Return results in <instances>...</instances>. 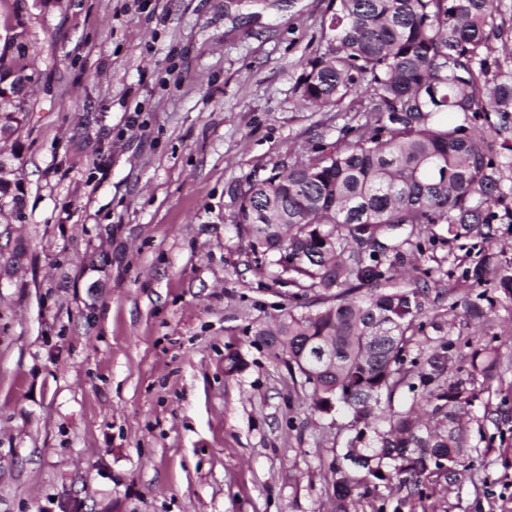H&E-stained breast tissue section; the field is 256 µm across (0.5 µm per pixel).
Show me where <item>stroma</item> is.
<instances>
[{
	"mask_svg": "<svg viewBox=\"0 0 512 512\" xmlns=\"http://www.w3.org/2000/svg\"><path fill=\"white\" fill-rule=\"evenodd\" d=\"M21 2L0 0L33 79L0 142L22 200L0 209V264L27 253L0 281V512H330L334 430L239 332L278 298L228 188L350 123L300 97L332 0ZM489 249L512 269V224L416 261L459 303L456 354L494 338L504 374L474 383L460 481L412 512H512V301L477 331L462 308Z\"/></svg>",
	"mask_w": 512,
	"mask_h": 512,
	"instance_id": "1",
	"label": "stroma"
}]
</instances>
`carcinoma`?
Instances as JSON below:
<instances>
[{
	"instance_id": "carcinoma-1",
	"label": "carcinoma",
	"mask_w": 512,
	"mask_h": 512,
	"mask_svg": "<svg viewBox=\"0 0 512 512\" xmlns=\"http://www.w3.org/2000/svg\"><path fill=\"white\" fill-rule=\"evenodd\" d=\"M498 15V0H336L326 51L308 63L301 97L318 109L358 99L357 125L315 158L229 190L232 223L255 262L287 288L272 324L241 333L283 359L314 412L346 428L345 453L327 463L332 512L393 484L406 491L394 510L403 512L410 499L458 481L466 385L498 373L491 343L459 364L452 342L424 335L428 325L443 332L456 307L429 306L430 271L392 284L439 238L435 227L491 243L496 225L512 223V188H501L512 155L494 158L475 129L492 112L504 123L512 113V74L492 71L491 42L509 43ZM6 57L4 47L7 88L25 66ZM21 116H3L0 139ZM498 269L489 253L465 278L483 285ZM493 307L482 292L468 315ZM453 366L466 379L448 382ZM402 388L412 402L397 410Z\"/></svg>"
}]
</instances>
